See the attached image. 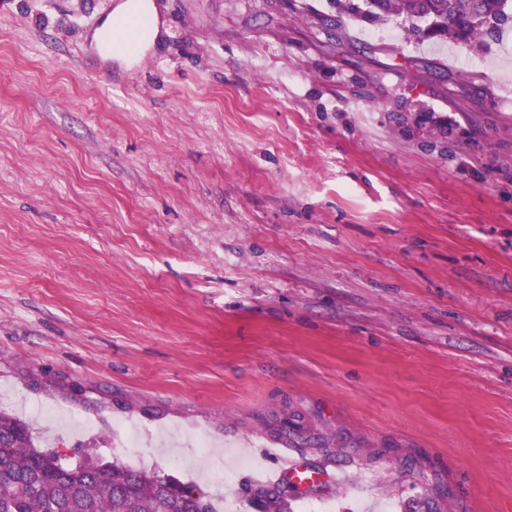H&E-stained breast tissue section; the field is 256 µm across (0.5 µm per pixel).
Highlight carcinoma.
I'll return each mask as SVG.
<instances>
[{"label":"carcinoma","mask_w":512,"mask_h":512,"mask_svg":"<svg viewBox=\"0 0 512 512\" xmlns=\"http://www.w3.org/2000/svg\"><path fill=\"white\" fill-rule=\"evenodd\" d=\"M371 22L398 21L407 36L481 49L512 27V0H365V9L337 0ZM282 435L305 438L296 420H275ZM264 512H288V488L267 495ZM0 512H214L189 486L114 463L65 467L58 456L34 448L28 428L0 414Z\"/></svg>","instance_id":"obj_1"}]
</instances>
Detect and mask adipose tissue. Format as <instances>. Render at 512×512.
<instances>
[{
    "label": "adipose tissue",
    "mask_w": 512,
    "mask_h": 512,
    "mask_svg": "<svg viewBox=\"0 0 512 512\" xmlns=\"http://www.w3.org/2000/svg\"><path fill=\"white\" fill-rule=\"evenodd\" d=\"M118 46L113 58L126 66L136 65L154 46L161 32V22L152 0H119L112 13Z\"/></svg>",
    "instance_id": "1"
}]
</instances>
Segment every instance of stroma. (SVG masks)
Segmentation results:
<instances>
[{
  "label": "stroma",
  "instance_id": "obj_1",
  "mask_svg": "<svg viewBox=\"0 0 512 512\" xmlns=\"http://www.w3.org/2000/svg\"><path fill=\"white\" fill-rule=\"evenodd\" d=\"M0 8V413L35 448L262 512H512V31L475 51L332 0ZM143 432L124 445L123 425ZM112 13V25H116V50L112 59L122 61L128 68L136 65L142 56L154 46L161 32V22L152 0H120ZM141 28V32H140ZM128 31L133 32L130 42ZM281 443H274L270 445V448H278ZM280 461L279 466L274 472L271 473V477L266 480L257 481L261 485H275L280 483L284 476L288 474L289 479H298L303 483H314L316 476L313 474H306L305 471H301L300 465L288 454V447L278 448L275 452L271 453Z\"/></svg>",
  "mask_w": 512,
  "mask_h": 512
}]
</instances>
